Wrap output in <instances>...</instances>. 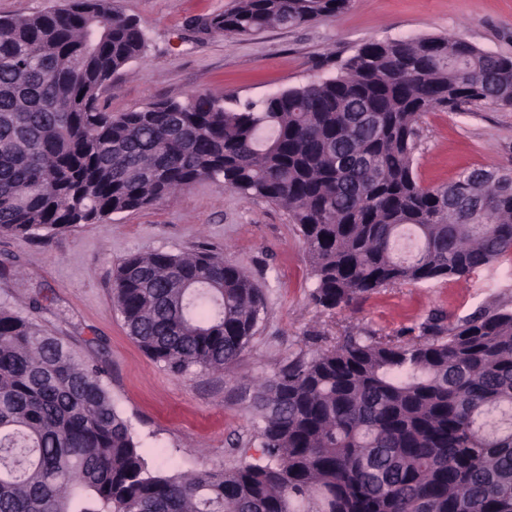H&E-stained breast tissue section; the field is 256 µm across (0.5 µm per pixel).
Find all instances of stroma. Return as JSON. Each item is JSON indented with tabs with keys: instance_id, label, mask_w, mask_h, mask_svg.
<instances>
[{
	"instance_id": "obj_1",
	"label": "stroma",
	"mask_w": 512,
	"mask_h": 512,
	"mask_svg": "<svg viewBox=\"0 0 512 512\" xmlns=\"http://www.w3.org/2000/svg\"><path fill=\"white\" fill-rule=\"evenodd\" d=\"M236 0H111L146 34L141 57L101 91L120 115L149 103L208 94L258 101L336 76L371 40L461 38L512 56V0H351L343 12L248 36L204 27ZM512 169V108L479 103L425 114L414 171L436 186L474 168ZM246 267L264 306L240 358L221 371L172 372L131 339L112 304L114 269L133 253L200 247ZM314 278L286 209L202 180L152 205L48 236L0 235V304L63 338L106 372L112 403L152 467L220 471L260 455L258 387L291 361L332 347L346 333L410 339L483 308L512 306V260L470 279L391 285L327 311L311 299Z\"/></svg>"
}]
</instances>
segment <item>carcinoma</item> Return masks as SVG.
<instances>
[{"mask_svg":"<svg viewBox=\"0 0 512 512\" xmlns=\"http://www.w3.org/2000/svg\"><path fill=\"white\" fill-rule=\"evenodd\" d=\"M348 2L238 0L205 26L249 35ZM1 26V235L95 223L211 179L288 210L326 310L512 255L511 173L424 187L414 172L424 114L512 107V57L459 38L370 41L339 75L261 101L199 94L114 116L98 92L146 38L110 0ZM405 227L421 243L409 259ZM112 294L128 335L180 374L233 364L263 307L245 268L209 249L131 255ZM104 375L0 306V512H512V309L403 343L349 334L288 364L257 395L262 457L224 471L149 467Z\"/></svg>","mask_w":512,"mask_h":512,"instance_id":"obj_1","label":"carcinoma"}]
</instances>
